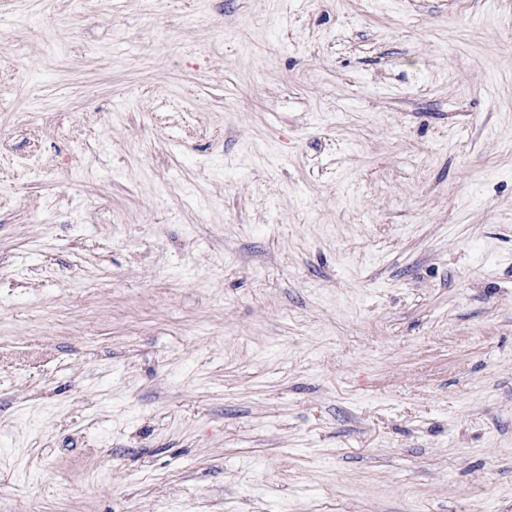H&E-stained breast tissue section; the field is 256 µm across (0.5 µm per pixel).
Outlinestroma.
I'll list each match as a JSON object with an SVG mask.
<instances>
[{"instance_id":"35a3bbf8","label":"stroma","mask_w":512,"mask_h":512,"mask_svg":"<svg viewBox=\"0 0 512 512\" xmlns=\"http://www.w3.org/2000/svg\"><path fill=\"white\" fill-rule=\"evenodd\" d=\"M0 512H512V0H0Z\"/></svg>"}]
</instances>
